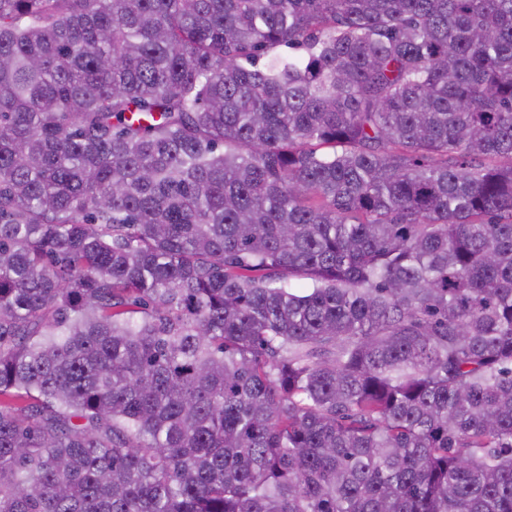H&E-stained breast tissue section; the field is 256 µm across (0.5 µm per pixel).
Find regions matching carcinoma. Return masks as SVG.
Instances as JSON below:
<instances>
[{"instance_id":"1","label":"carcinoma","mask_w":512,"mask_h":512,"mask_svg":"<svg viewBox=\"0 0 512 512\" xmlns=\"http://www.w3.org/2000/svg\"><path fill=\"white\" fill-rule=\"evenodd\" d=\"M0 512H512V0H0Z\"/></svg>"}]
</instances>
